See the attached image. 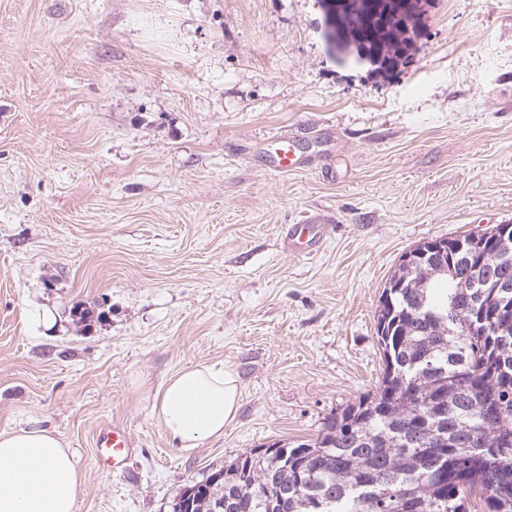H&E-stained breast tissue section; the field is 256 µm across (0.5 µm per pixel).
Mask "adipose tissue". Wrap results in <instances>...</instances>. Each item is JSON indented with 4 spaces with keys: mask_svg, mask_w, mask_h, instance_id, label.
Returning a JSON list of instances; mask_svg holds the SVG:
<instances>
[{
    "mask_svg": "<svg viewBox=\"0 0 512 512\" xmlns=\"http://www.w3.org/2000/svg\"><path fill=\"white\" fill-rule=\"evenodd\" d=\"M237 374L207 363L186 365L161 383L151 415L183 451L222 437L236 418ZM81 475L60 437L47 429L0 433V512H74Z\"/></svg>",
    "mask_w": 512,
    "mask_h": 512,
    "instance_id": "adipose-tissue-1",
    "label": "adipose tissue"
}]
</instances>
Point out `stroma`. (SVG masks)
<instances>
[{
    "label": "stroma",
    "instance_id": "35a3bbf8",
    "mask_svg": "<svg viewBox=\"0 0 512 512\" xmlns=\"http://www.w3.org/2000/svg\"><path fill=\"white\" fill-rule=\"evenodd\" d=\"M423 21L383 79L337 64L318 0H0V433H59L75 512H172L237 456L316 439L384 369L401 255L512 224V0ZM285 131L304 164L280 174L260 138ZM306 218L323 246L287 252ZM196 362L232 368L241 406L183 452L151 406ZM112 424L119 468L94 446ZM96 448H101L103 454L112 464L126 462L132 455L133 442L125 430L113 425L100 430L96 438Z\"/></svg>",
    "mask_w": 512,
    "mask_h": 512
}]
</instances>
